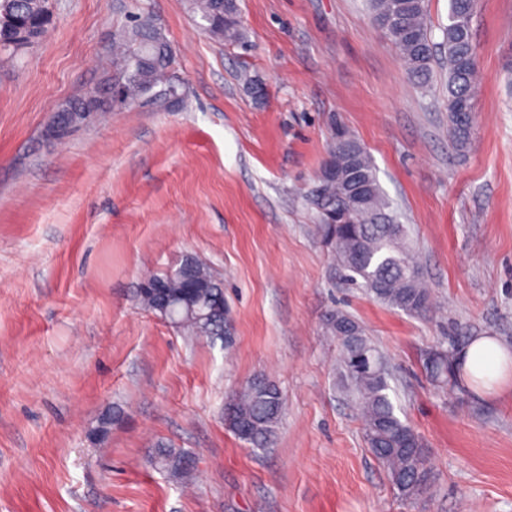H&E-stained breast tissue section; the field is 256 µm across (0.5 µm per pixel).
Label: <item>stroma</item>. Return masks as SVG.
I'll return each mask as SVG.
<instances>
[{"label":"stroma","instance_id":"stroma-1","mask_svg":"<svg viewBox=\"0 0 512 512\" xmlns=\"http://www.w3.org/2000/svg\"><path fill=\"white\" fill-rule=\"evenodd\" d=\"M238 3L242 44L204 34L189 0H49L45 38L0 50V512H512V385L478 396L424 368L476 336L512 348V0H478L462 151L447 67L418 86L366 0ZM141 11L173 49L182 105L132 103L50 140ZM337 122L408 228L426 314L352 284L316 232L309 194ZM187 255L224 282L231 346L138 302L145 275ZM334 309L383 354L396 413L428 448L418 500L394 495L365 444L323 330ZM258 375L284 400L265 452L224 422ZM160 439L192 457L190 484L151 461Z\"/></svg>","mask_w":512,"mask_h":512}]
</instances>
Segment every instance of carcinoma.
<instances>
[{
    "label": "carcinoma",
    "instance_id": "obj_1",
    "mask_svg": "<svg viewBox=\"0 0 512 512\" xmlns=\"http://www.w3.org/2000/svg\"><path fill=\"white\" fill-rule=\"evenodd\" d=\"M371 18L403 56L410 77L422 86L429 84L437 52L448 63V122L453 144L466 148L472 132L471 121L462 109L474 104L476 55L472 18L477 0H449L448 25L443 41L433 42L427 23V0H369ZM191 9L204 22L203 30L212 38L229 42L243 39V28L234 0H190ZM0 19L42 29L51 23L48 0H0ZM119 53L131 69L130 78L119 87L109 81L101 95L80 105L82 112L100 116L113 105L154 98L155 109L168 110L157 89L166 85V73L173 68V50L154 24L153 14L131 16L130 24L118 34ZM357 149L359 173L368 186L364 204L349 207L340 188L325 183L312 194L322 241L351 281L376 300L409 315H421L431 306V295L422 282V271L406 243V229L398 223L391 202L383 195L373 162L347 129L335 126L328 157L322 170L335 166L343 146ZM181 271L151 276L138 293L147 310L159 313L175 328L196 339L232 342V327L224 305V282L195 258L180 261ZM343 324L355 328L354 335L340 331ZM325 328L342 347L341 366L357 395L363 435L367 448L386 469L395 495L414 501L430 488L423 439L396 414L391 401L388 373L381 367L383 355L365 336L362 326L350 315L334 310L325 318ZM424 366L437 382L457 380L463 367L448 352L429 353ZM284 402L275 382L257 376L224 406V421L232 433L250 448L265 449L274 444L282 420ZM152 461L170 474L186 481L192 468L183 467L187 453L158 441L151 451Z\"/></svg>",
    "mask_w": 512,
    "mask_h": 512
}]
</instances>
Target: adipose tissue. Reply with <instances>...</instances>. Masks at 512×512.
<instances>
[{
    "mask_svg": "<svg viewBox=\"0 0 512 512\" xmlns=\"http://www.w3.org/2000/svg\"><path fill=\"white\" fill-rule=\"evenodd\" d=\"M456 361L470 373L467 389L488 393L512 377V350L491 336L474 337L461 348Z\"/></svg>",
    "mask_w": 512,
    "mask_h": 512,
    "instance_id": "obj_1",
    "label": "adipose tissue"
}]
</instances>
